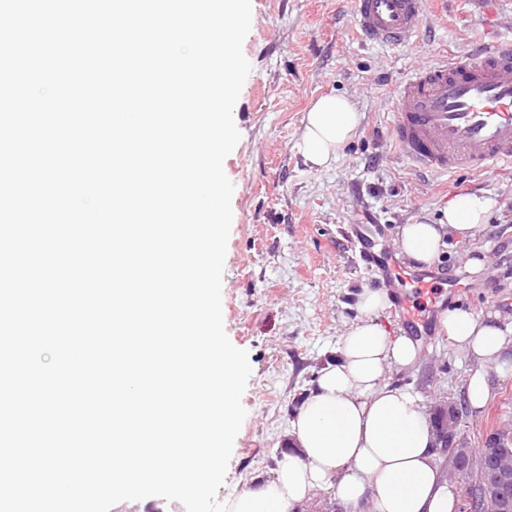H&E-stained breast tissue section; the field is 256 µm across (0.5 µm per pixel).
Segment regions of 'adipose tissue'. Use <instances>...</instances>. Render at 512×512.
<instances>
[{"instance_id": "ef3b65f1", "label": "adipose tissue", "mask_w": 512, "mask_h": 512, "mask_svg": "<svg viewBox=\"0 0 512 512\" xmlns=\"http://www.w3.org/2000/svg\"><path fill=\"white\" fill-rule=\"evenodd\" d=\"M359 123L360 114L347 97L317 98L298 143L305 161L331 167ZM487 211L476 195H457L437 221L400 225L396 245L416 267L432 266L446 238L466 241L482 234ZM388 304L387 289L358 293L357 321L346 327L335 360L313 379L291 423L292 451L279 459L273 479L243 489L225 512H295L325 490L355 508L371 503L374 512H454L455 494L437 463L425 398L386 380L388 369L409 367L418 355L409 336L393 335L381 323ZM439 323L475 361L465 397L471 407H482L490 394L488 368L507 365L503 351L512 325H501L495 314L484 320L462 309L445 311Z\"/></svg>"}]
</instances>
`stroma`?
Returning <instances> with one entry per match:
<instances>
[{"mask_svg":"<svg viewBox=\"0 0 512 512\" xmlns=\"http://www.w3.org/2000/svg\"><path fill=\"white\" fill-rule=\"evenodd\" d=\"M350 10L351 0H252L243 43L251 71L233 112L241 139L223 162L234 191L222 281L224 328L247 351L252 375L218 490L223 502L272 479L296 411L358 315L356 293L382 285L352 244L351 224L381 225L392 251L397 227L417 215L438 217L461 193L486 199L483 233L449 239L437 265L463 287L454 306L512 321V172L422 174L387 138L406 73L482 38V10L471 0H446L426 16L419 45L402 52L360 44ZM329 93L350 97L361 123L336 164L320 170L305 162L298 140L308 108ZM477 253L479 269L468 263ZM471 367L439 330L391 381L431 402L461 404L464 432L480 448L491 431L512 428V370L491 371V395L473 410L462 404Z\"/></svg>","mask_w":512,"mask_h":512,"instance_id":"1","label":"stroma"}]
</instances>
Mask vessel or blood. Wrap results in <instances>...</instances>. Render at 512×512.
<instances>
[{
    "label": "vessel or blood",
    "mask_w": 512,
    "mask_h": 512,
    "mask_svg": "<svg viewBox=\"0 0 512 512\" xmlns=\"http://www.w3.org/2000/svg\"><path fill=\"white\" fill-rule=\"evenodd\" d=\"M427 0H354L350 27L364 44L407 51L420 39ZM390 139L415 168L436 175L512 169V20L470 48L422 64L402 82ZM365 224L351 239L368 267L396 290L394 310L423 340L457 282L402 266L375 250Z\"/></svg>",
    "instance_id": "b4317fda"
}]
</instances>
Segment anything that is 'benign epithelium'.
I'll list each match as a JSON object with an SVG mask.
<instances>
[{"label": "benign epithelium", "mask_w": 512, "mask_h": 512, "mask_svg": "<svg viewBox=\"0 0 512 512\" xmlns=\"http://www.w3.org/2000/svg\"><path fill=\"white\" fill-rule=\"evenodd\" d=\"M430 420L436 447L447 455L450 477L459 485L474 482L481 494L512 487V451L499 442H489L481 455H474L462 432V412L457 404L451 401L434 404Z\"/></svg>", "instance_id": "1"}]
</instances>
